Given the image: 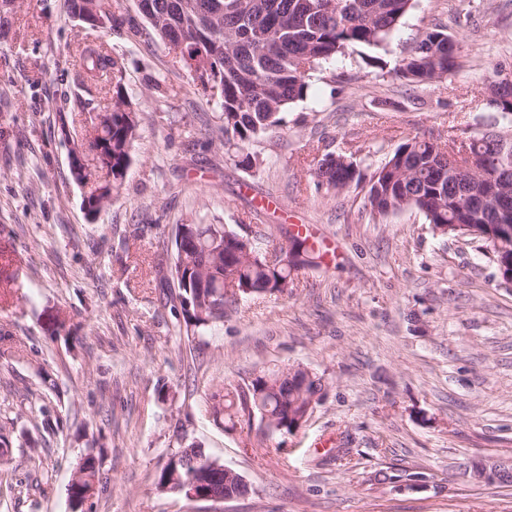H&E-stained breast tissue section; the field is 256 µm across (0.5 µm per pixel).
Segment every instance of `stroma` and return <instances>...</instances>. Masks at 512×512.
<instances>
[{"instance_id":"stroma-1","label":"stroma","mask_w":512,"mask_h":512,"mask_svg":"<svg viewBox=\"0 0 512 512\" xmlns=\"http://www.w3.org/2000/svg\"><path fill=\"white\" fill-rule=\"evenodd\" d=\"M0 27V512H72L67 488L103 451L88 512H512V486L461 467L512 458V287L476 241L405 209L374 220L364 188L316 192L313 158L371 173L408 137L447 142L512 121L487 102L512 70V0H414L381 48L313 71L306 97L258 145L250 170L204 130L221 109L164 47L82 27L65 0H21ZM458 43L448 79L393 75L435 24ZM108 43L140 121L121 192L89 214L59 115L102 93L74 65ZM180 224H226L287 243L308 224L321 256L288 293L238 298L195 340L174 332L169 248ZM301 364L326 388L293 434L215 418L208 396ZM196 444L240 473L247 495L187 501L155 477ZM394 475L375 483L378 472ZM426 474L424 487L401 482Z\"/></svg>"}]
</instances>
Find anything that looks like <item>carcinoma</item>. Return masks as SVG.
<instances>
[{
    "label": "carcinoma",
    "instance_id": "1",
    "mask_svg": "<svg viewBox=\"0 0 512 512\" xmlns=\"http://www.w3.org/2000/svg\"><path fill=\"white\" fill-rule=\"evenodd\" d=\"M124 0H101L111 17L110 29L122 28L126 21ZM413 0H244L240 18L224 16L217 38L202 27L204 19L193 20L184 13L182 0H141L139 15L148 26L142 42L151 47L161 43L184 67L192 83L206 92L218 88L224 124L215 139L235 150L238 164L252 168V146L265 134L282 126V114L289 104L306 94L309 73L355 47L378 48L396 30L412 8ZM186 47L203 52L206 61L193 69L187 66ZM446 27L425 31L412 52L402 60L398 76L409 85H423L452 75L458 55ZM82 78L112 85V96L124 94L126 69L122 59L103 43L80 50ZM497 69L485 85L489 103L503 116L512 115V83L503 84ZM67 126L81 136L87 148V164L74 179L89 198L102 199L117 194L124 181V169L131 161V149L138 136V120L112 113V125L98 126L93 113L81 120L71 113L59 115V127ZM109 146L112 159L98 156L100 144ZM437 142L414 136L370 175L343 154L327 153L313 168L315 189L343 193L366 183V206L376 220L405 208L422 213L429 224H511L512 141L493 133H478L469 139L477 153L501 158L500 165L475 175L467 193L452 186L448 163L436 149ZM169 276L178 289L183 324L179 335L192 338L224 323V307L237 297L252 293H281V281L288 276L285 266L269 267L260 253L270 235L257 234L253 243L225 224H179ZM325 383L317 377L300 392L283 382L276 391H267L257 373L234 387L231 396L219 390L210 395L215 415H226L232 424L252 427L245 417L251 403L258 421L276 422L281 434L294 433L295 419L288 413L304 414L310 404L321 400ZM103 455L89 451L77 464L78 482L68 487L72 508L80 509L87 495L96 491ZM223 464L203 449L189 444L170 454L161 466L156 485L166 491L198 473L226 499L244 496L238 483L224 482Z\"/></svg>",
    "mask_w": 512,
    "mask_h": 512
}]
</instances>
